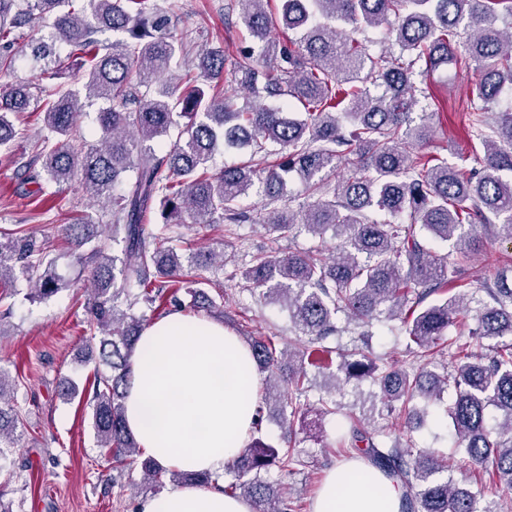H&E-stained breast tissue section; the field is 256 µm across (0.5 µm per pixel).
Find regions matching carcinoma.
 <instances>
[{
    "instance_id": "obj_1",
    "label": "carcinoma",
    "mask_w": 512,
    "mask_h": 512,
    "mask_svg": "<svg viewBox=\"0 0 512 512\" xmlns=\"http://www.w3.org/2000/svg\"><path fill=\"white\" fill-rule=\"evenodd\" d=\"M271 0H238L249 44L227 56L206 47L208 31L183 32L155 0H0V76L30 59L36 82L0 84V149L17 132L10 116L38 102L42 128L35 160L42 179L60 188L77 179L90 199L110 207L112 237L123 256L108 252L97 225H62L76 248L89 246L83 271L92 287L87 360L95 368L87 404L100 447L115 469L140 465L143 480L164 485L218 484L209 474L165 469L141 452L125 425L123 399L130 358L142 328L175 308L212 313L201 267L224 269V252L201 250L189 264L174 245L178 226L262 223L281 235L301 229L343 237L336 252H259L243 272L249 291L280 302L307 337L278 347L274 336L246 341L258 369L288 375L265 379L255 426L241 455L224 466V493L249 499L253 512H296L264 474L300 464L295 446L263 439L265 413L274 410L294 434L307 418V367L328 369L333 390L350 383L377 387L390 414L417 399L437 400L448 389L455 447L477 467L492 468L512 492V275L508 258L485 296L459 292V264L472 252L477 225H498L495 238L512 243V107L494 111L512 89V0H279L278 21L295 35L270 38ZM507 27L498 26V21ZM369 30L382 31L375 52ZM110 31L106 43L96 34ZM453 63L476 65L472 96L461 112L468 138L482 145L478 169L464 172L423 151L429 116L413 123L414 77ZM84 73L83 90L61 83ZM383 88L379 95L370 87ZM245 103H237V96ZM102 131L92 144L77 134L79 113L92 100ZM176 139L157 154L154 144ZM249 152L250 161L214 170L219 147ZM346 175L331 183L339 166ZM296 173L312 202L296 212L286 203L260 217L239 208L253 193L287 196ZM452 243L455 257L426 240ZM42 253L31 236L0 233V288L27 277L31 299H47L63 284L39 272ZM342 312L360 329L352 348L328 345L342 329ZM401 322L406 353L445 346L451 369L396 371L379 364L369 344L380 315ZM460 325L459 335L448 329ZM0 373V449L15 445L16 418L6 404ZM337 447L359 455L403 489L400 512H501L443 476L448 461L410 441L387 444L368 417L344 416Z\"/></svg>"
}]
</instances>
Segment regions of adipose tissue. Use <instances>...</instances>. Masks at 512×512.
I'll return each instance as SVG.
<instances>
[{
    "label": "adipose tissue",
    "mask_w": 512,
    "mask_h": 512,
    "mask_svg": "<svg viewBox=\"0 0 512 512\" xmlns=\"http://www.w3.org/2000/svg\"><path fill=\"white\" fill-rule=\"evenodd\" d=\"M125 422L164 468L220 475L245 447L260 378L249 349L223 323L180 311L154 320L131 357ZM401 490L363 459L331 469L312 512H399ZM136 512H252L213 486H177L139 499Z\"/></svg>",
    "instance_id": "adipose-tissue-1"
}]
</instances>
